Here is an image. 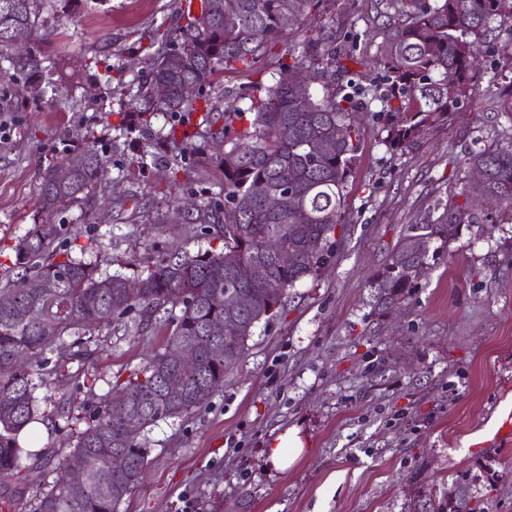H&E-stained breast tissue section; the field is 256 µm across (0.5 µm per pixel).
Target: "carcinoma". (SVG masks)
I'll return each mask as SVG.
<instances>
[{
  "instance_id": "obj_1",
  "label": "carcinoma",
  "mask_w": 512,
  "mask_h": 512,
  "mask_svg": "<svg viewBox=\"0 0 512 512\" xmlns=\"http://www.w3.org/2000/svg\"><path fill=\"white\" fill-rule=\"evenodd\" d=\"M46 0H0V81L25 78L31 98L42 100L51 89L44 76L45 56L35 47L21 53L16 41L30 42L40 26V5ZM319 0H201L200 15L177 28L156 52L149 80L138 89L144 111H214L208 90L224 71H249L291 31L314 21ZM412 9L393 26L384 50L385 74L367 87L354 78L342 59H353L331 35L312 46L327 57L331 70L317 98L311 88L295 83V74L310 67L312 53L291 56L279 65L272 82L256 96L249 87L250 106L224 109V124L213 118L200 134L206 143H230L213 163L224 172V189L216 197L189 200L184 223L209 224L211 240L220 246L194 255H174L155 264L127 288L129 278L109 274L99 262L92 239L80 247L54 244L53 219L65 206L82 207L106 179L108 161L93 145L65 155L40 170L35 200L38 223L14 249L16 276L0 285V512H9L11 482L29 468L33 453L18 443L21 430L42 421L33 375L66 377L69 363L82 358L93 338L126 326L125 317L139 314L137 333L166 327L163 348L150 355L117 386L125 394L99 402L86 426L77 432L71 456L92 454L98 464L86 481L74 484L68 459L54 468L53 480L36 495L34 512H118L119 505L144 478L148 465L145 431L160 421L186 416L201 408L224 386L244 354L247 341L261 322L283 309L289 290L316 279L332 258L337 229L343 226L344 188L358 150L360 132L351 120L359 101L370 96L391 102L404 94L421 102L388 131L392 146L410 143L419 129L446 116L466 97L477 77L474 65L479 41L496 20H512V0H409ZM167 86L155 96L158 83ZM172 127L162 142L181 152L196 145L179 138ZM483 179L463 190V203L448 209V224H410L389 252L383 271L372 282L376 302L386 306L410 297L415 278L427 268L429 250L416 238L433 240L456 235L479 197L512 206V138L469 158ZM270 195L283 203L267 206ZM292 255L284 264L269 247L271 241ZM279 282L281 294L271 296L257 271ZM54 281L46 292L40 284ZM233 320L238 331L211 334L216 322ZM192 348L196 368L181 372L174 355ZM55 353V358L47 353ZM183 381L180 391L169 380ZM128 458L114 472L112 452ZM470 486L448 492L444 503L414 504V512H474Z\"/></svg>"
}]
</instances>
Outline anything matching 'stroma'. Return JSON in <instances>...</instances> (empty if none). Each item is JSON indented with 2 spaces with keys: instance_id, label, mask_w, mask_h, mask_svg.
I'll return each instance as SVG.
<instances>
[{
  "instance_id": "35a3bbf8",
  "label": "stroma",
  "mask_w": 512,
  "mask_h": 512,
  "mask_svg": "<svg viewBox=\"0 0 512 512\" xmlns=\"http://www.w3.org/2000/svg\"><path fill=\"white\" fill-rule=\"evenodd\" d=\"M184 0H46L41 45L50 102L23 96L22 79L0 82V265L36 220L40 169L95 143L109 174L92 213L57 218L58 241H101V268L136 278L169 255L196 253L209 237L178 222L172 200L220 191L224 176L208 154L179 157L176 185L154 140L176 120L151 118L140 131L136 94L164 32L185 25ZM78 12V23L68 15ZM383 0H320L311 28L289 34L255 66L228 72L213 88L216 111L248 107L243 88L270 82L281 56L301 54L317 34L356 42L363 84L381 80L388 23ZM112 85H96L99 61ZM478 77L447 120L425 125L407 147L387 142L396 109L375 101L353 114L360 147L344 190L346 231L332 263L297 284L282 311L259 324L223 388L187 417L148 434L144 481L119 512H410L419 496L441 502L453 485L479 492L480 512H512V444L490 428L512 405V207L492 205L435 236L429 267L405 303L379 310L372 280L410 224H442L476 176L472 152L512 136V114L493 100L512 85V22H494L477 56ZM89 342L62 381L38 386L46 434L16 488L10 512H31L75 433L100 397L122 383L166 339L162 329ZM66 400L69 418L58 417ZM297 428L304 452L286 470L267 460L269 443Z\"/></svg>"
}]
</instances>
